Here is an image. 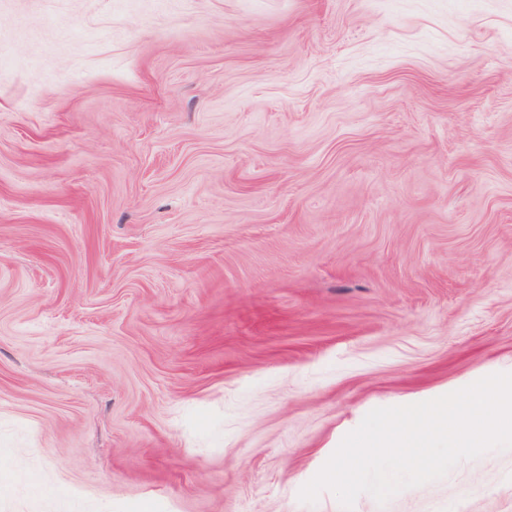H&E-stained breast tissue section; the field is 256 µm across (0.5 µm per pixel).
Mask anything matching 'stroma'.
<instances>
[{"label": "stroma", "instance_id": "obj_1", "mask_svg": "<svg viewBox=\"0 0 512 512\" xmlns=\"http://www.w3.org/2000/svg\"><path fill=\"white\" fill-rule=\"evenodd\" d=\"M493 372L512 0H0V512H343ZM353 512H512V449Z\"/></svg>", "mask_w": 512, "mask_h": 512}]
</instances>
